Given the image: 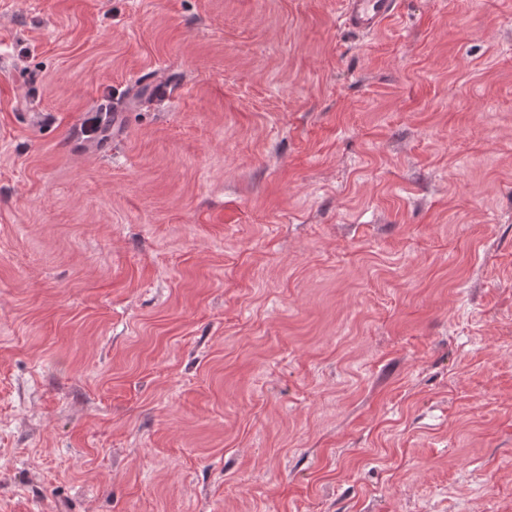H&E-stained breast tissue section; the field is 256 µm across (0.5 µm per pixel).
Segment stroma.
Returning a JSON list of instances; mask_svg holds the SVG:
<instances>
[{
    "mask_svg": "<svg viewBox=\"0 0 512 512\" xmlns=\"http://www.w3.org/2000/svg\"><path fill=\"white\" fill-rule=\"evenodd\" d=\"M342 10L0 0V512H512V0ZM396 6V0H345L341 27L370 34L395 15Z\"/></svg>",
    "mask_w": 512,
    "mask_h": 512,
    "instance_id": "35a3bbf8",
    "label": "stroma"
}]
</instances>
